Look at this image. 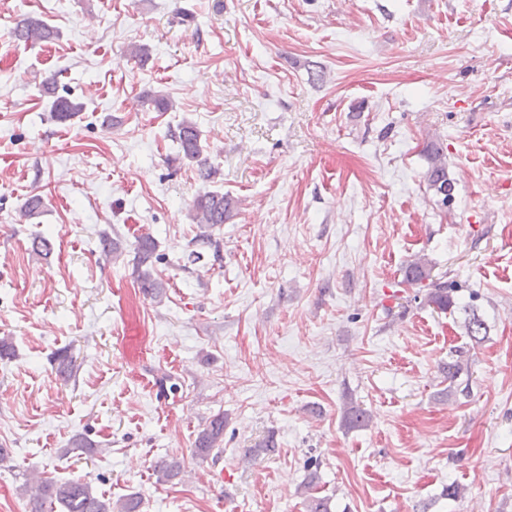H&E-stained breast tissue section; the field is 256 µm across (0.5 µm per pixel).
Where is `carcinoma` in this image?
<instances>
[{
    "label": "carcinoma",
    "mask_w": 512,
    "mask_h": 512,
    "mask_svg": "<svg viewBox=\"0 0 512 512\" xmlns=\"http://www.w3.org/2000/svg\"><path fill=\"white\" fill-rule=\"evenodd\" d=\"M58 36L57 30L47 22L36 18L26 17L18 22L11 30V37L20 42L27 43L36 38L41 42L54 40ZM83 110V105L65 96H57L52 101L51 112L59 122H67L76 117ZM173 137L178 144L180 159L197 166L200 180L207 184L212 182L217 171L209 164L204 156V145L201 133L195 123L185 120L173 131ZM423 154L427 161L425 180L428 187L434 192L452 194V184L448 180V161L444 150L437 143L431 141L426 144ZM238 201L219 190H206L200 193L190 208V219L196 224L198 233L194 238L195 249L191 255L195 259L201 258V250L216 244L213 230L230 219ZM157 243L150 237H143L137 246L136 273L143 292L155 298L162 296V282L154 276L152 259ZM432 267L423 257H416L407 263L404 269V279L411 285L427 289L425 298L428 304L441 312L448 311L453 304L448 294V282L433 279ZM345 421L353 427L366 425L371 415L357 404L348 402L344 407ZM224 438V416L214 417L209 424L198 434L195 442V455L205 459L219 447ZM183 472L182 463L172 458L158 465L156 474L158 481L168 482L177 478ZM313 481L305 484L306 512H331L330 501L327 498L315 496L311 493ZM27 497L28 512H53L55 505H60L64 512H140L142 499L131 495L117 503L98 495L92 487L81 480L56 482L43 477L42 473L33 470L22 487Z\"/></svg>",
    "instance_id": "obj_1"
}]
</instances>
